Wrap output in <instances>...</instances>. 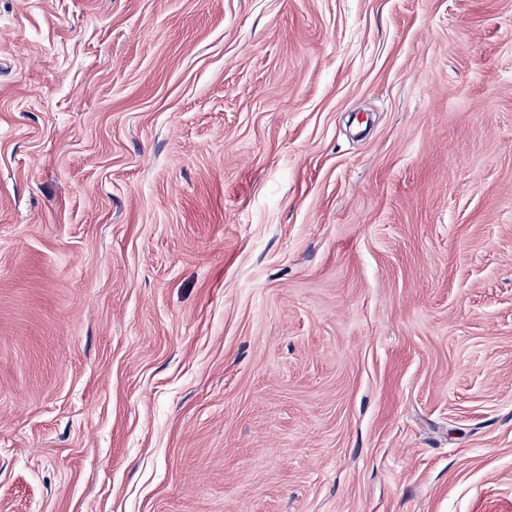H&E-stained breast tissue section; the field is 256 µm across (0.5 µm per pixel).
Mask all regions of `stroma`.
Returning a JSON list of instances; mask_svg holds the SVG:
<instances>
[{
  "label": "stroma",
  "instance_id": "35a3bbf8",
  "mask_svg": "<svg viewBox=\"0 0 512 512\" xmlns=\"http://www.w3.org/2000/svg\"><path fill=\"white\" fill-rule=\"evenodd\" d=\"M0 512H512V0H0Z\"/></svg>",
  "mask_w": 512,
  "mask_h": 512
}]
</instances>
